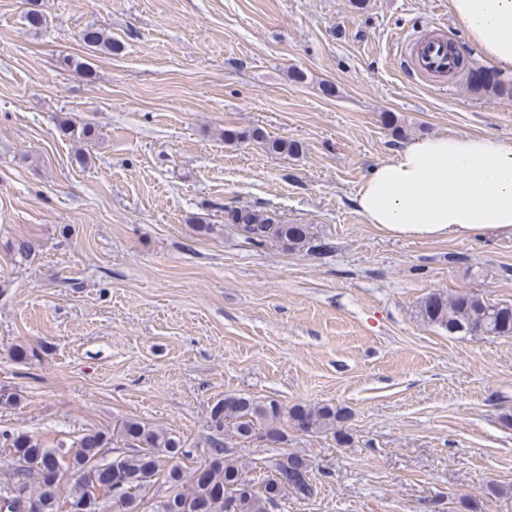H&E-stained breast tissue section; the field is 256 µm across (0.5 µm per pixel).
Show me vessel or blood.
I'll use <instances>...</instances> for the list:
<instances>
[{"instance_id": "b4317fda", "label": "vessel or blood", "mask_w": 512, "mask_h": 512, "mask_svg": "<svg viewBox=\"0 0 512 512\" xmlns=\"http://www.w3.org/2000/svg\"><path fill=\"white\" fill-rule=\"evenodd\" d=\"M398 46L403 63L417 77L440 81L457 72L456 53L444 33L406 35Z\"/></svg>"}]
</instances>
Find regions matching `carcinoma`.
<instances>
[{"instance_id": "1", "label": "carcinoma", "mask_w": 512, "mask_h": 512, "mask_svg": "<svg viewBox=\"0 0 512 512\" xmlns=\"http://www.w3.org/2000/svg\"><path fill=\"white\" fill-rule=\"evenodd\" d=\"M85 46L112 51L117 42L95 28L80 34ZM64 137L91 141L92 128L75 129L59 122ZM227 139L264 142L269 151L291 154L299 144L285 138H268L261 130L224 132ZM224 224L254 247L276 243L289 251L322 253L330 249L315 242L306 224H288L270 215L243 207H223ZM417 317L450 335L512 336V304L489 302L472 291L435 290L417 305ZM302 432H329L340 443L349 442L345 424L350 414L332 404H296L283 411L275 400L261 402L241 395H226L210 410V429L205 446L208 462L185 479L178 460L187 456L180 438L138 420H127L116 430L124 447L115 449L109 462L105 449L113 438L90 430L78 439L76 453L67 461L75 482L68 494V512H102L100 495L110 496L119 512H139L142 493L165 474L168 495L155 512H277L282 500L315 495L313 463L298 454L284 453L268 474L250 482L245 465L230 457L228 439L240 442L264 438L272 444L285 440L282 420ZM62 463L57 450L23 431L0 433V512H58Z\"/></svg>"}]
</instances>
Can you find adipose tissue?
<instances>
[{
  "mask_svg": "<svg viewBox=\"0 0 512 512\" xmlns=\"http://www.w3.org/2000/svg\"><path fill=\"white\" fill-rule=\"evenodd\" d=\"M449 7L471 43L512 73V0H449ZM355 205L394 238L512 237V144L493 136L411 140L374 168Z\"/></svg>",
  "mask_w": 512,
  "mask_h": 512,
  "instance_id": "adipose-tissue-1",
  "label": "adipose tissue"
}]
</instances>
